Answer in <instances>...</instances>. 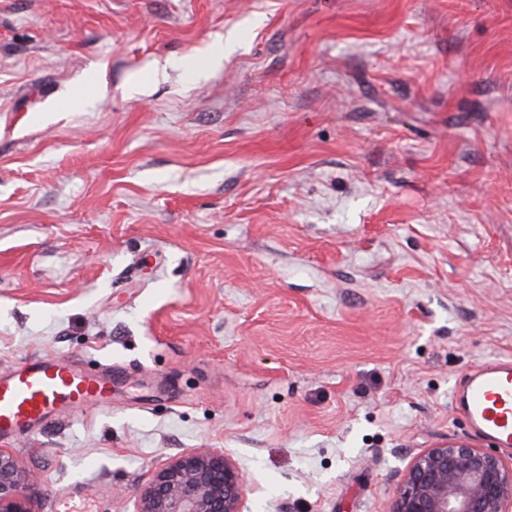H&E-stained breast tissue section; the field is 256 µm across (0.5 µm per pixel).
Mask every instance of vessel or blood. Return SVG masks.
<instances>
[{
  "label": "vessel or blood",
  "mask_w": 512,
  "mask_h": 512,
  "mask_svg": "<svg viewBox=\"0 0 512 512\" xmlns=\"http://www.w3.org/2000/svg\"><path fill=\"white\" fill-rule=\"evenodd\" d=\"M112 402L111 372L89 373L62 358H25L0 375V438L33 429L62 408ZM477 438L512 448V358L470 369L451 394Z\"/></svg>",
  "instance_id": "vessel-or-blood-1"
}]
</instances>
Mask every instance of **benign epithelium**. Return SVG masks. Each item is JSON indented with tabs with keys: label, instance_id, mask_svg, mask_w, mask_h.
<instances>
[{
	"label": "benign epithelium",
	"instance_id": "7a95c632",
	"mask_svg": "<svg viewBox=\"0 0 512 512\" xmlns=\"http://www.w3.org/2000/svg\"><path fill=\"white\" fill-rule=\"evenodd\" d=\"M37 476L0 448V512H34ZM244 471L222 452L184 453L137 491L136 512H241ZM512 463L460 442L442 443L411 461L392 512H509Z\"/></svg>",
	"mask_w": 512,
	"mask_h": 512
}]
</instances>
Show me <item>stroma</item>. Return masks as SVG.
Instances as JSON below:
<instances>
[{
	"label": "stroma",
	"mask_w": 512,
	"mask_h": 512,
	"mask_svg": "<svg viewBox=\"0 0 512 512\" xmlns=\"http://www.w3.org/2000/svg\"><path fill=\"white\" fill-rule=\"evenodd\" d=\"M507 356L512 0H0V373L114 376L0 443L35 512L200 448L243 512H391Z\"/></svg>",
	"instance_id": "35a3bbf8"
}]
</instances>
